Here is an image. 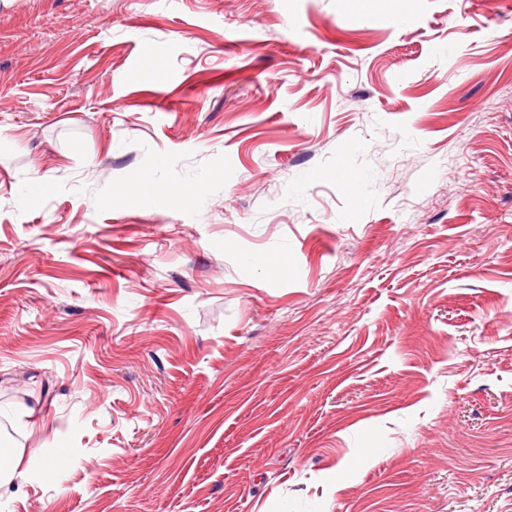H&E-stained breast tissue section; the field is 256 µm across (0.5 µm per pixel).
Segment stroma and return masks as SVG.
I'll return each mask as SVG.
<instances>
[{"instance_id":"stroma-1","label":"stroma","mask_w":512,"mask_h":512,"mask_svg":"<svg viewBox=\"0 0 512 512\" xmlns=\"http://www.w3.org/2000/svg\"><path fill=\"white\" fill-rule=\"evenodd\" d=\"M409 5L0 6V426L69 459L0 512H512V0Z\"/></svg>"}]
</instances>
